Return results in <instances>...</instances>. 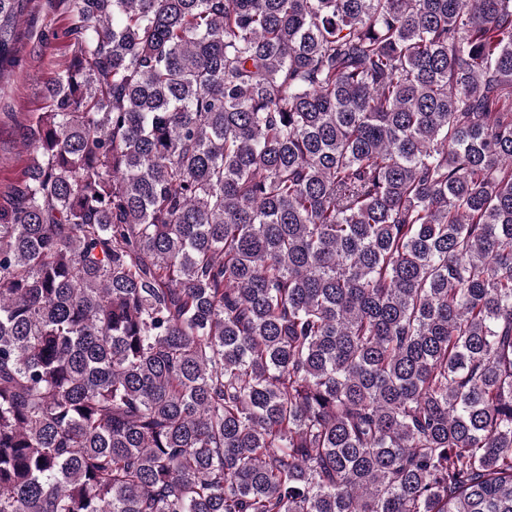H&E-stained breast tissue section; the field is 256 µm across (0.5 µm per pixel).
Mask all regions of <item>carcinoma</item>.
Returning <instances> with one entry per match:
<instances>
[{
  "label": "carcinoma",
  "mask_w": 512,
  "mask_h": 512,
  "mask_svg": "<svg viewBox=\"0 0 512 512\" xmlns=\"http://www.w3.org/2000/svg\"><path fill=\"white\" fill-rule=\"evenodd\" d=\"M66 2L0 512H512V0Z\"/></svg>",
  "instance_id": "obj_1"
}]
</instances>
